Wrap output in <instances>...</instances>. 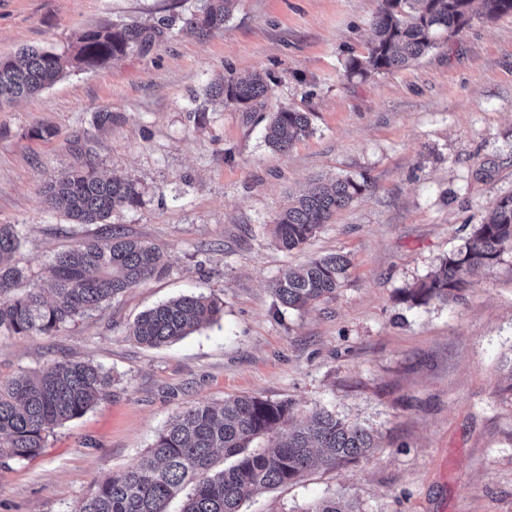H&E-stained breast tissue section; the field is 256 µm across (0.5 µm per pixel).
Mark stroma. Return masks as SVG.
Segmentation results:
<instances>
[{"mask_svg": "<svg viewBox=\"0 0 512 512\" xmlns=\"http://www.w3.org/2000/svg\"><path fill=\"white\" fill-rule=\"evenodd\" d=\"M200 5L0 0L2 57L70 54L99 26L170 25L0 105V224L22 227L25 287H41L55 253L104 232L43 198L58 172L87 164L137 183L140 206L111 222L171 265L53 334L0 336L2 379L63 358L113 377L38 456L0 466V512H73L145 459L180 410L241 395L326 409L376 440L359 461L254 492L241 512H306L331 497L350 512H512V245L456 299H404L512 194V15L474 19L407 68L361 77L345 62L365 52L380 0H236L223 30L176 29ZM256 73L269 91L251 107L207 94L224 75ZM283 108L311 113L313 128L284 153L264 142ZM102 111L113 121L100 131ZM45 125L55 136L32 137ZM341 176L364 182L362 195L304 247L277 248L270 226L289 198ZM329 253L351 260L335 297L277 305L273 281ZM186 293L218 299L220 321L158 348L128 335L140 313Z\"/></svg>", "mask_w": 512, "mask_h": 512, "instance_id": "obj_1", "label": "stroma"}]
</instances>
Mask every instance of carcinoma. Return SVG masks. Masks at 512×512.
<instances>
[{
    "mask_svg": "<svg viewBox=\"0 0 512 512\" xmlns=\"http://www.w3.org/2000/svg\"><path fill=\"white\" fill-rule=\"evenodd\" d=\"M235 0H205L183 19L181 31L208 34L224 28ZM512 14V0H382L374 17L367 52L350 58L352 75L385 74L417 60L450 39L474 18ZM164 33L158 27L105 26L79 38L69 57L25 49L0 64V102L37 94L79 64L94 69L142 48ZM268 91L266 79L226 76L210 84L212 97L247 107ZM312 130L310 113H273L266 144L286 151ZM365 183L345 176L329 187L316 183L281 210L272 238L283 250L306 244L337 210L363 193ZM45 201L77 224H105L112 213L136 208L141 192L128 178L103 177L93 168L59 172L45 190ZM22 244L17 224H0V335H49L151 278L168 275L162 250L121 227L77 242L57 253L44 268L50 288L21 290L27 268L16 258ZM512 245V195L495 201L488 219L477 224L465 244L405 292L421 305L446 301L475 271L492 267L505 245ZM350 262L340 253L284 271L272 292L281 306L300 310L330 299L344 282ZM223 308L208 296L181 295L142 313L128 327L136 341L157 347L184 338L218 320ZM112 386V376L89 361H52L31 373L0 378V462L26 460L46 447L56 428L81 417ZM373 434L336 414L306 413L289 400L238 396L220 404L201 403L180 411L155 437L150 460L100 483L74 512H167L171 498L190 488L181 512H240L257 488L287 484L315 466H334L373 453ZM232 459L215 469L216 454Z\"/></svg>",
    "mask_w": 512,
    "mask_h": 512,
    "instance_id": "1",
    "label": "carcinoma"
}]
</instances>
